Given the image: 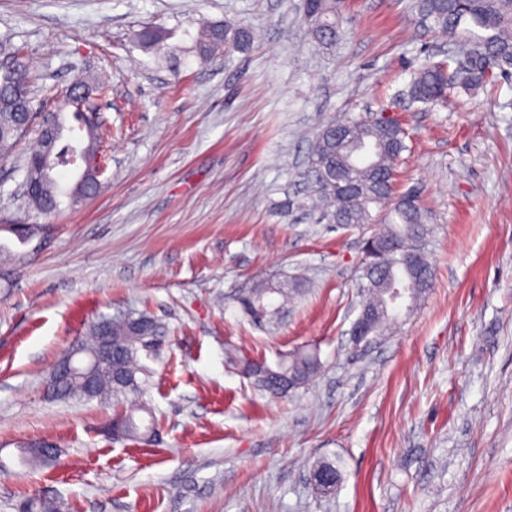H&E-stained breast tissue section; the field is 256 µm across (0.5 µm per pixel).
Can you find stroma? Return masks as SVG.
I'll use <instances>...</instances> for the list:
<instances>
[{"instance_id":"stroma-1","label":"stroma","mask_w":512,"mask_h":512,"mask_svg":"<svg viewBox=\"0 0 512 512\" xmlns=\"http://www.w3.org/2000/svg\"><path fill=\"white\" fill-rule=\"evenodd\" d=\"M413 0H345L335 46L303 0H0V61L26 50L32 91L105 80L100 188L46 216L23 192L39 139L0 160V512L20 496L69 512H512V72L436 103L409 87L451 55ZM233 22L244 52L200 60L199 28ZM160 32L167 55L140 36ZM402 122L400 191L431 232L426 299L349 353L372 224L320 222L301 174L334 117ZM13 224H36L26 243ZM305 282L277 323L236 298L260 280ZM148 311L169 331L146 396L149 443L114 440L111 407L47 392L49 371L98 314ZM297 351L321 368L271 397L243 372ZM49 441L52 465L20 448ZM341 477L315 493L311 468ZM313 468H320L319 478H314V481L310 480L314 489L321 494L329 492L339 479V468L335 463L329 461L319 462Z\"/></svg>"}]
</instances>
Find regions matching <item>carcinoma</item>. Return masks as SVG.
<instances>
[{
	"instance_id": "carcinoma-1",
	"label": "carcinoma",
	"mask_w": 512,
	"mask_h": 512,
	"mask_svg": "<svg viewBox=\"0 0 512 512\" xmlns=\"http://www.w3.org/2000/svg\"><path fill=\"white\" fill-rule=\"evenodd\" d=\"M341 0H310L308 25L313 38L330 46L339 35ZM416 10L423 23L448 37H456L478 52L474 61L458 75L455 85L468 93L496 81L487 59L498 57L512 61V0H416ZM254 31L230 22L207 27L197 38L199 56L207 58L222 50L230 56L250 47ZM0 89L9 93L20 91L27 102L28 111L17 112L8 102L0 100V159L9 156L38 115L28 90L27 68L22 62V51H17L11 66L0 70ZM448 89V75L442 62H428L417 71L411 85V95L417 101L427 102L442 97ZM85 132L83 142L97 146L98 126L87 122L84 112L74 109ZM66 153L57 148V142L41 133L39 150L33 152L26 163V173H31L35 162L50 150ZM405 150L404 132L396 125L382 132L370 120L347 117L332 119L317 134L305 173L313 185L320 219L330 224H381L383 228L371 241L379 249V268L371 273L375 285L369 292L366 304L374 312L366 336L386 334L391 325L402 315L413 311L426 295L414 291L418 276L432 282L431 268L426 262L416 263L412 254L417 252V237L427 234L430 227L425 212L414 203H392L385 213L372 214L369 206L396 196L395 182L398 171L396 161ZM97 178L87 176L63 188L54 179H43L37 192L28 197L38 211L51 215L59 209L60 197L68 198L73 206L91 195L97 188ZM302 283L292 284L263 281L255 288L241 294L237 303L243 313L261 327L274 322L288 299L299 293ZM112 345V370L97 373L93 393L86 396L82 380L62 381L56 372H50L48 384L56 387L55 397L61 399H98L100 401L133 397L125 410L112 418L109 430L119 440L148 441L156 435L157 422L152 416L144 396L152 384V369L144 360L156 361L167 342L164 327L150 314L141 312L131 319L101 315L91 321L86 338L74 343L83 354L97 353L105 343ZM317 356L309 352H295L282 358L274 367L257 363L251 378L274 397L288 393V380L305 384L319 369ZM149 415L144 420L141 414ZM320 476L312 485L325 494L339 479L335 463L323 461L316 464ZM18 509L22 512H61V505L50 498L27 496Z\"/></svg>"
}]
</instances>
